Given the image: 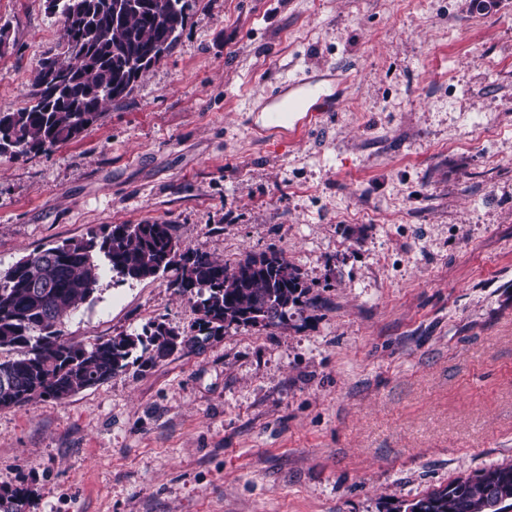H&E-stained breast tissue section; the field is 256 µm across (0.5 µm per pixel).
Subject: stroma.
Listing matches in <instances>:
<instances>
[{"mask_svg":"<svg viewBox=\"0 0 512 512\" xmlns=\"http://www.w3.org/2000/svg\"><path fill=\"white\" fill-rule=\"evenodd\" d=\"M0 25L11 112L63 19L0 0ZM299 78L335 111L263 132ZM146 221L230 265L280 250L323 305L0 409V486L31 512H393L512 462V0H191L128 99L0 158V273ZM174 277L103 272L65 335L189 329ZM31 490L24 484L0 487V512H17L14 503L17 501L31 504Z\"/></svg>","mask_w":512,"mask_h":512,"instance_id":"35a3bbf8","label":"stroma"}]
</instances>
